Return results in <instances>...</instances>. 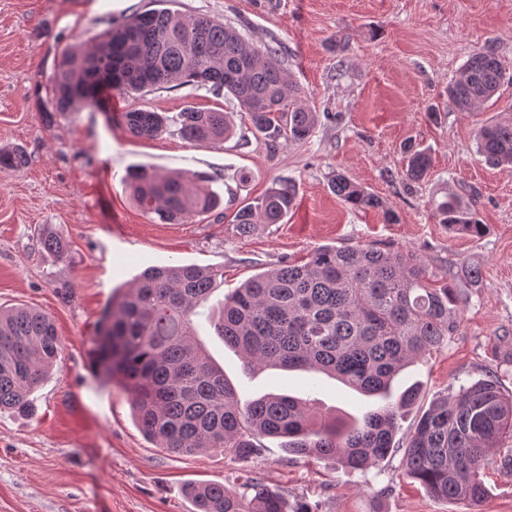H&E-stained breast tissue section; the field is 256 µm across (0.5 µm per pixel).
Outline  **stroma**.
Wrapping results in <instances>:
<instances>
[{
  "label": "stroma",
  "mask_w": 512,
  "mask_h": 512,
  "mask_svg": "<svg viewBox=\"0 0 512 512\" xmlns=\"http://www.w3.org/2000/svg\"><path fill=\"white\" fill-rule=\"evenodd\" d=\"M151 0H0V150L24 149L21 170H0V307L49 314L61 355L25 414L0 413V512H195L187 485L220 483L245 493L249 481L311 512H512V437L489 456L487 499L477 506L431 497L409 479L403 454L420 414L436 399L492 375L512 395V168L475 152L478 127L512 116V84L472 112L447 88L468 57L491 45L512 63V0H173L187 16H210L256 45L281 46L285 65L318 114L312 136L270 147L223 93L190 86L133 95L102 91L97 106L46 116L58 49L150 8ZM189 106L234 113L236 133L201 147L168 132L131 136L118 120L137 107L175 115ZM432 158L430 176L407 186L402 146ZM212 177L222 199L210 214L165 224L130 200L129 167ZM248 182H239L240 172ZM343 172L382 209H354L328 187ZM296 189L278 224L239 235L241 206L273 182ZM473 204L485 230L456 234L428 201L446 191ZM399 221L385 223L383 209ZM67 239L62 260L40 238ZM375 245L418 253L439 282L461 291L463 324L448 346L409 365L395 391L419 384L420 399L398 421L393 451L357 471L332 459L289 453L262 439L260 455L170 454L136 425L126 392L90 369L103 311L140 272L170 264L212 267L224 276L195 319L197 338L224 370L240 402L269 393L311 401L322 412L363 419L383 407L323 374L247 367L210 323L225 296L255 274L303 262L320 246ZM481 268L470 283L462 265Z\"/></svg>",
  "instance_id": "35a3bbf8"
}]
</instances>
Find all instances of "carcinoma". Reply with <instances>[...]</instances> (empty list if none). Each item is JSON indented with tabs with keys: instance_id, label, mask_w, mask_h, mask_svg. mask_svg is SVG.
<instances>
[{
	"instance_id": "1",
	"label": "carcinoma",
	"mask_w": 512,
	"mask_h": 512,
	"mask_svg": "<svg viewBox=\"0 0 512 512\" xmlns=\"http://www.w3.org/2000/svg\"><path fill=\"white\" fill-rule=\"evenodd\" d=\"M154 0L97 34L86 46L60 51L54 67V112H77L96 103L104 85L131 95L150 86L195 85L222 90L246 112L253 128L271 143L307 140L317 115L284 67L280 49L248 42L233 26L207 17H186ZM507 70L495 50L472 54L448 97L460 112L491 99ZM137 138L152 139L174 126L201 146L233 134L229 113L187 107L172 117L131 108L120 115ZM476 151L491 166L512 165V118L478 128ZM408 154L406 184L423 181L431 169L427 152ZM25 165L19 150L0 151V168ZM133 201L163 223H187L220 206L210 179L146 169L128 173ZM328 186L357 209L381 202L362 185L336 172ZM295 205L291 184L270 187L255 205L238 209L240 235L277 224ZM439 223L458 233L484 230L470 203L449 192L432 200ZM43 247L60 258L68 242L46 233ZM224 272L194 265L144 270L119 300L106 308L92 356L101 380L129 395L143 434L175 454L220 449L238 458L260 452L261 439L284 438L288 451L331 458L360 471L375 466L394 448L402 411L420 399V388H405L398 401L351 425L327 416L312 403L269 394L241 404L198 344L193 317L209 299ZM463 298L449 285L433 284L425 261L408 248L372 245L321 246L303 264L259 273L224 298L211 320L224 343L237 349L249 367L271 366L336 377L366 394H387L412 361L448 344L461 330ZM62 349L52 317L25 307L0 310V412H27L29 396L53 368ZM512 433V397L492 378L480 379L448 398L433 401L419 416L403 454L408 478L436 498L477 505L488 496L482 480L487 452ZM249 498L222 484L193 483L187 495L196 512H310L293 508L283 495L260 485Z\"/></svg>"
}]
</instances>
